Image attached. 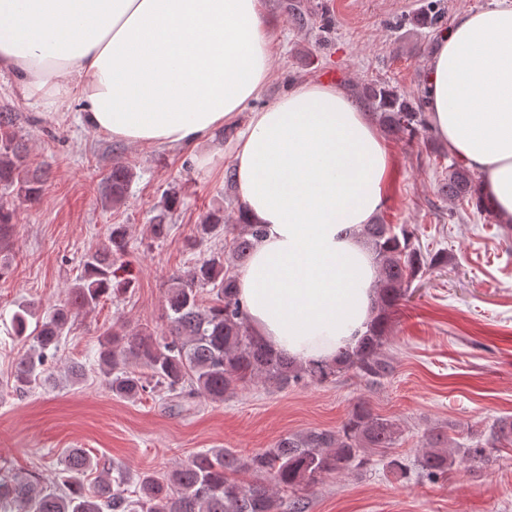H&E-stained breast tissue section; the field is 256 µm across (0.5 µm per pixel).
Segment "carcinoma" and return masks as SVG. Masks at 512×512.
Returning a JSON list of instances; mask_svg holds the SVG:
<instances>
[{
  "instance_id": "cac0c4a2",
  "label": "carcinoma",
  "mask_w": 512,
  "mask_h": 512,
  "mask_svg": "<svg viewBox=\"0 0 512 512\" xmlns=\"http://www.w3.org/2000/svg\"><path fill=\"white\" fill-rule=\"evenodd\" d=\"M359 100L390 132L412 140L426 127V100L412 102L384 82L362 87ZM16 120V112L0 106V239L13 226L8 195L32 203L41 196L45 182L43 175L25 164L16 140ZM132 177L128 166L112 165L106 178L109 202L116 206L125 201ZM438 192L451 203L465 202L479 213H490L474 174L455 161L448 165ZM179 199L178 192L169 194L164 210L153 217L151 238L161 241L169 235L168 215ZM197 233L202 240L224 234L231 238L186 273L172 278L166 293V330L156 336L133 328L101 339L97 362L113 396L135 400L162 391L222 402L254 384L285 391L323 384L349 371L378 382L392 371L387 352L391 314L425 265L436 263L412 244L406 230L398 231L381 219L363 225L361 234L378 271L374 285L377 315L355 347L339 351L330 364L307 366L272 349L251 330L237 294L235 269L249 259L262 229L241 212L230 225L223 210L211 209L203 214ZM127 247L126 225L114 224L108 243L84 256L80 279L32 337L29 352L18 360L15 390H27L42 376L48 358L55 356L60 339L70 331L73 317L95 308L114 289L125 287L128 280L120 276L117 262ZM207 287L211 299L205 305L199 293ZM401 434L396 420L358 401L335 431L287 434L272 447L246 458L226 448H209L170 473L143 474L133 492L119 467L101 468L86 449L69 448L61 458L59 482L52 486L26 476H0V512H282L280 493L288 489L294 494L292 512H305L307 495L316 485L352 470L369 454L388 452ZM506 437H512V419L492 424L462 450L443 436L431 434L420 449L419 472L437 479L468 461H485ZM96 468L99 473L89 489L86 481ZM244 475L249 480L242 479Z\"/></svg>"
}]
</instances>
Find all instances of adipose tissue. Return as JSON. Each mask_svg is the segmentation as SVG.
Masks as SVG:
<instances>
[{
    "label": "adipose tissue",
    "mask_w": 512,
    "mask_h": 512,
    "mask_svg": "<svg viewBox=\"0 0 512 512\" xmlns=\"http://www.w3.org/2000/svg\"><path fill=\"white\" fill-rule=\"evenodd\" d=\"M0 70L26 98L70 99L93 131L190 146L234 121L271 74L259 0H0ZM430 125L512 221V7L463 14L433 47ZM245 215L263 228L237 274L253 331L300 364L334 361L374 315L360 235L385 200L390 153L338 87L302 82L254 112L236 154Z\"/></svg>",
    "instance_id": "adipose-tissue-1"
}]
</instances>
